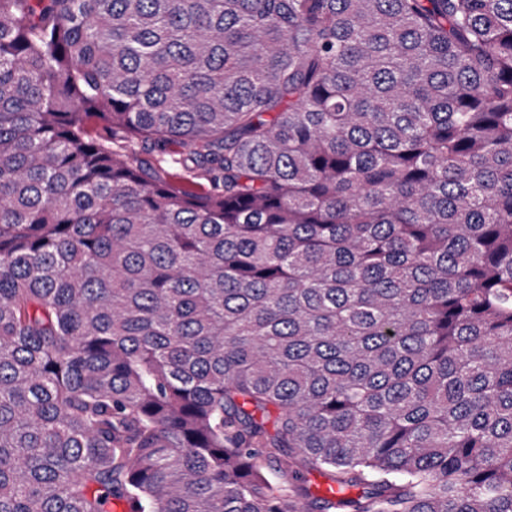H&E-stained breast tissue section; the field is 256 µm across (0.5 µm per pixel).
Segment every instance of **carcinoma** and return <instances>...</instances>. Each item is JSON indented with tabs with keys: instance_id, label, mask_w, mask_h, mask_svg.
Segmentation results:
<instances>
[{
	"instance_id": "cac0c4a2",
	"label": "carcinoma",
	"mask_w": 512,
	"mask_h": 512,
	"mask_svg": "<svg viewBox=\"0 0 512 512\" xmlns=\"http://www.w3.org/2000/svg\"><path fill=\"white\" fill-rule=\"evenodd\" d=\"M111 499L512 512V0H0V512ZM183 151V148L177 144L172 145L169 148V154L166 156L167 163H164V167L167 172V177L170 183L185 192H202L208 189V183L199 178H193L180 167V165L172 162V158L178 157Z\"/></svg>"
}]
</instances>
